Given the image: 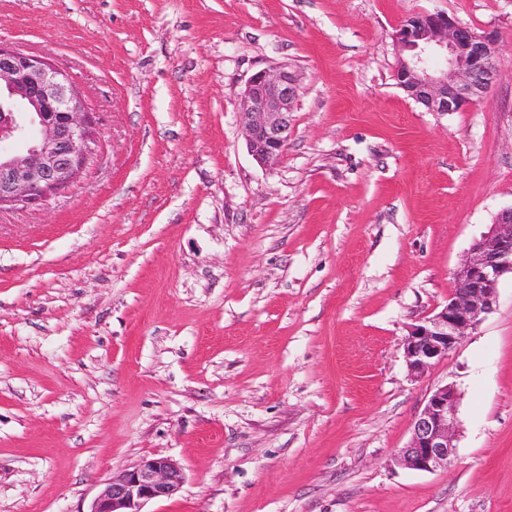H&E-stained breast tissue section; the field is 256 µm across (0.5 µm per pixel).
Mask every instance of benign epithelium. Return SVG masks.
<instances>
[{"instance_id": "1", "label": "benign epithelium", "mask_w": 512, "mask_h": 512, "mask_svg": "<svg viewBox=\"0 0 512 512\" xmlns=\"http://www.w3.org/2000/svg\"><path fill=\"white\" fill-rule=\"evenodd\" d=\"M397 79L427 111L460 112L483 98L499 78L496 38L478 34L442 12L405 19L397 28ZM445 59L434 71L431 58ZM298 79L287 65L254 72L240 99L246 147L262 166L280 161L294 131ZM99 132L73 78L49 59L0 41V207L46 204L69 185L93 154ZM512 275V208L499 213L470 247L454 274L448 302L409 327L403 342L411 379L448 357L494 310L501 279ZM460 394L453 384L432 390L399 450L409 469H446L457 450ZM183 473L170 459H144L105 484L90 512H142L175 495Z\"/></svg>"}]
</instances>
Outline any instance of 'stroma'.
<instances>
[{
    "label": "stroma",
    "mask_w": 512,
    "mask_h": 512,
    "mask_svg": "<svg viewBox=\"0 0 512 512\" xmlns=\"http://www.w3.org/2000/svg\"><path fill=\"white\" fill-rule=\"evenodd\" d=\"M436 11L497 39L443 116L396 79L397 28ZM0 41L100 130L46 205L0 208V512H89L153 456L184 483L144 512H512V278L423 378L403 357L512 207V0H0ZM277 64L295 129L263 167L238 109ZM446 383L456 457L404 468Z\"/></svg>",
    "instance_id": "1"
}]
</instances>
